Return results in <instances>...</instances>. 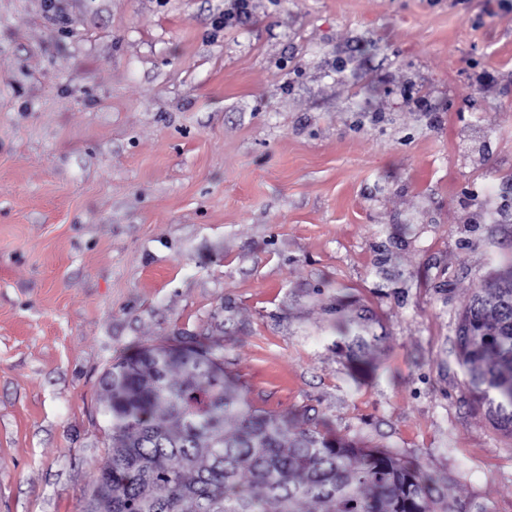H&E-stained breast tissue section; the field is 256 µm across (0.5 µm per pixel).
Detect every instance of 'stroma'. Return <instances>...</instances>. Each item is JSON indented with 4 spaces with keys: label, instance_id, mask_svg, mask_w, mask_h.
I'll use <instances>...</instances> for the list:
<instances>
[{
    "label": "stroma",
    "instance_id": "35a3bbf8",
    "mask_svg": "<svg viewBox=\"0 0 512 512\" xmlns=\"http://www.w3.org/2000/svg\"><path fill=\"white\" fill-rule=\"evenodd\" d=\"M231 6L0 0V512H83L106 370L203 338L256 406L512 512L455 349L512 261V0Z\"/></svg>",
    "mask_w": 512,
    "mask_h": 512
}]
</instances>
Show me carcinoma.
Listing matches in <instances>:
<instances>
[{
	"label": "carcinoma",
	"instance_id": "carcinoma-1",
	"mask_svg": "<svg viewBox=\"0 0 512 512\" xmlns=\"http://www.w3.org/2000/svg\"><path fill=\"white\" fill-rule=\"evenodd\" d=\"M476 401L512 436V264L475 289L457 328ZM141 348L112 363L102 415L109 462L83 492L85 512H464L438 480L390 448L288 420L250 402L206 356Z\"/></svg>",
	"mask_w": 512,
	"mask_h": 512
}]
</instances>
